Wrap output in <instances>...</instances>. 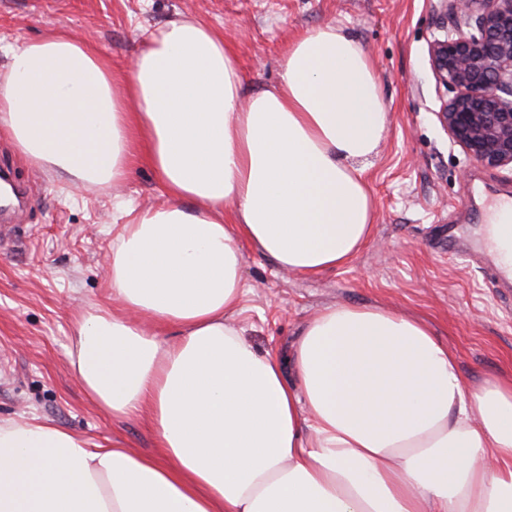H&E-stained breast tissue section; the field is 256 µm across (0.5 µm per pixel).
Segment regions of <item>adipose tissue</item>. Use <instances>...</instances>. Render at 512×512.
<instances>
[{"mask_svg": "<svg viewBox=\"0 0 512 512\" xmlns=\"http://www.w3.org/2000/svg\"><path fill=\"white\" fill-rule=\"evenodd\" d=\"M7 57L0 127L20 153L76 185L147 166L167 204L120 209L122 312L78 310L70 350L87 396L145 420L157 453L0 421V512H512V380H463L387 307L325 308L287 366L235 323L243 245L311 275L372 236L388 112L353 35L304 30L249 96L233 44L197 21L149 34L120 75L74 34Z\"/></svg>", "mask_w": 512, "mask_h": 512, "instance_id": "1", "label": "adipose tissue"}]
</instances>
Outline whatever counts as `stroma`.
<instances>
[{
    "instance_id": "obj_1",
    "label": "stroma",
    "mask_w": 512,
    "mask_h": 512,
    "mask_svg": "<svg viewBox=\"0 0 512 512\" xmlns=\"http://www.w3.org/2000/svg\"><path fill=\"white\" fill-rule=\"evenodd\" d=\"M435 0H0L4 47L52 31L72 32L118 70L147 33L195 19L235 46L245 94L278 81L289 42L306 28H346L372 59L390 121L367 179L375 227L345 267L306 277L280 269L250 246L241 250L246 288L237 323L258 353L288 360L304 323L325 307L381 305L419 317L457 357L473 383L512 375V299L490 272L442 245L448 225L488 246L487 228L512 203V170L490 169L450 143L435 118L451 93L429 66L428 43L446 20ZM0 172L27 192L13 220L15 243L0 249V420H49L98 444L119 438L150 453L146 422L115 419L84 393L73 372L72 315L111 307L107 288L112 216L120 201L162 204L153 171L135 168L111 188H73L55 168L27 160L0 130Z\"/></svg>"
}]
</instances>
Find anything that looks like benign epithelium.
<instances>
[{
	"mask_svg": "<svg viewBox=\"0 0 512 512\" xmlns=\"http://www.w3.org/2000/svg\"><path fill=\"white\" fill-rule=\"evenodd\" d=\"M449 20L428 44L436 113L449 140L486 168L512 169V0H436Z\"/></svg>",
	"mask_w": 512,
	"mask_h": 512,
	"instance_id": "1",
	"label": "benign epithelium"
}]
</instances>
